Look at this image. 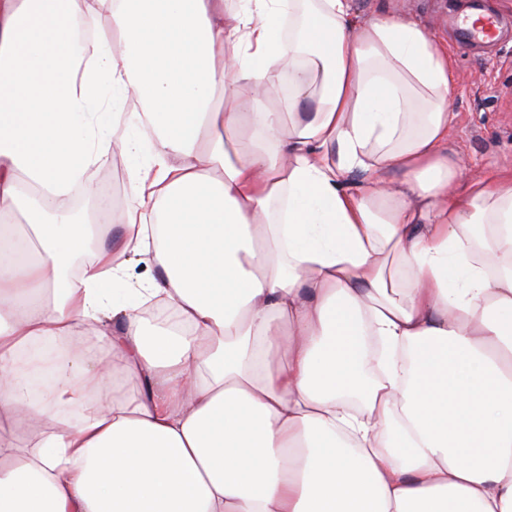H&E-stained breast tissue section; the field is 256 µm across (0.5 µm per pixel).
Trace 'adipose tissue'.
I'll use <instances>...</instances> for the list:
<instances>
[{
  "label": "adipose tissue",
  "instance_id": "ef3b65f1",
  "mask_svg": "<svg viewBox=\"0 0 512 512\" xmlns=\"http://www.w3.org/2000/svg\"><path fill=\"white\" fill-rule=\"evenodd\" d=\"M454 72L352 0H0V512H512V168L465 182ZM92 180L98 187L106 188L110 199L115 203L121 197L122 202L134 199V189L130 184L125 162L120 155L112 156L92 173ZM82 336H72L63 343H57L51 346L53 356L57 355L60 348H66L71 355L84 353L93 356L97 350L104 351L107 345V339L104 336H96L94 333H81Z\"/></svg>",
  "mask_w": 512,
  "mask_h": 512
}]
</instances>
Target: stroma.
Returning <instances> with one entry per match:
<instances>
[{"label":"stroma","instance_id":"stroma-1","mask_svg":"<svg viewBox=\"0 0 512 512\" xmlns=\"http://www.w3.org/2000/svg\"><path fill=\"white\" fill-rule=\"evenodd\" d=\"M369 17L381 12L411 18L447 42L456 60L452 97L456 116L448 149L467 158L469 175L512 165V7L502 0H352ZM481 9L499 21L491 42H469L459 25L463 9Z\"/></svg>","mask_w":512,"mask_h":512}]
</instances>
